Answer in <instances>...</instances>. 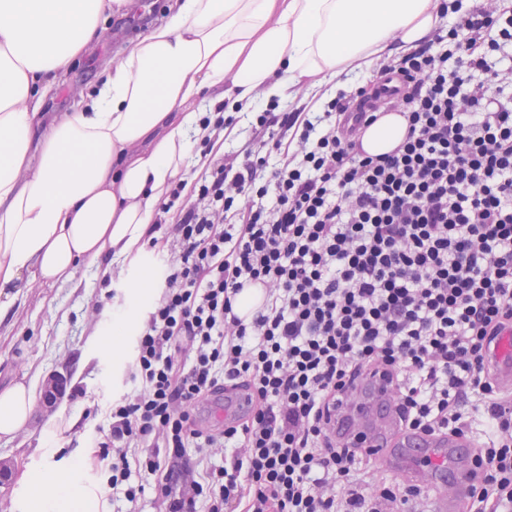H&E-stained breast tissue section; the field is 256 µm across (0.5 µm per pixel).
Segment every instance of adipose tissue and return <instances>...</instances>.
Segmentation results:
<instances>
[{"mask_svg": "<svg viewBox=\"0 0 512 512\" xmlns=\"http://www.w3.org/2000/svg\"><path fill=\"white\" fill-rule=\"evenodd\" d=\"M129 0H0V328L39 285H72L83 262L133 263L130 303L156 292L141 264L156 204L188 158L213 138L193 104L250 111L292 100L432 39L442 0H170L162 22L130 41L72 111L45 124L46 89L61 85L106 14ZM407 120L382 116L366 153L394 150ZM35 400L0 388V438L27 425ZM40 512L91 496L75 470L32 481Z\"/></svg>", "mask_w": 512, "mask_h": 512, "instance_id": "ef3b65f1", "label": "adipose tissue"}]
</instances>
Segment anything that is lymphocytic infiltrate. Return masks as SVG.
<instances>
[{"mask_svg":"<svg viewBox=\"0 0 512 512\" xmlns=\"http://www.w3.org/2000/svg\"><path fill=\"white\" fill-rule=\"evenodd\" d=\"M506 41L512 18L480 0L381 65L407 119L392 153L361 148L377 116L346 99H367L362 85L319 112L267 104L241 150L173 182L150 226L168 258L138 331L140 390L98 443L128 503L150 478L165 512H399L421 489L356 485L373 462L328 426L348 380L376 367L411 429H479L467 512H512V400L488 365L512 328V94H488ZM250 286L264 298L246 319L233 303ZM233 390L248 416L202 427L200 403ZM215 448L223 464L195 474L188 453Z\"/></svg>","mask_w":512,"mask_h":512,"instance_id":"f902f5d3","label":"lymphocytic infiltrate"}]
</instances>
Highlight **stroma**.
<instances>
[{"label":"stroma","instance_id":"obj_1","mask_svg":"<svg viewBox=\"0 0 512 512\" xmlns=\"http://www.w3.org/2000/svg\"><path fill=\"white\" fill-rule=\"evenodd\" d=\"M167 0H136V6L112 14L101 24L99 41L73 63L64 86L51 89L45 98L46 121L68 111L72 99L95 85L104 64L119 57L126 44L145 36L155 19L163 17ZM102 265L81 264L77 278L81 285L44 286L33 289L19 311L9 335H0V386L13 381L42 384L47 374L68 376L76 398H62L54 411L33 406L23 432L13 438H0V457L13 459L15 470L10 481L0 485V507L5 512H30L26 477L66 464L71 455L82 462L79 477L95 490L96 502L71 512H127L122 494L107 484V464L99 460L94 446L104 424L105 413L113 402L134 395L139 382L133 381L135 355H128L120 366H113L106 354L102 334L113 318L130 303L126 275L112 272L115 298H108L101 285ZM75 417L79 423L54 443L44 444L43 429L59 417Z\"/></svg>","mask_w":512,"mask_h":512}]
</instances>
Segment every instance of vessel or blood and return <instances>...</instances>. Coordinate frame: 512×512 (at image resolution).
I'll return each mask as SVG.
<instances>
[{"mask_svg": "<svg viewBox=\"0 0 512 512\" xmlns=\"http://www.w3.org/2000/svg\"><path fill=\"white\" fill-rule=\"evenodd\" d=\"M490 365L500 387L512 391V329L497 336ZM251 403L241 391L227 393L213 407L216 420H240ZM330 429L357 452L371 457L427 494L429 512H460L474 481V443L445 433L422 435L403 423L394 387L383 372L370 369L349 385L330 414Z\"/></svg>", "mask_w": 512, "mask_h": 512, "instance_id": "obj_1", "label": "vessel or blood"}]
</instances>
